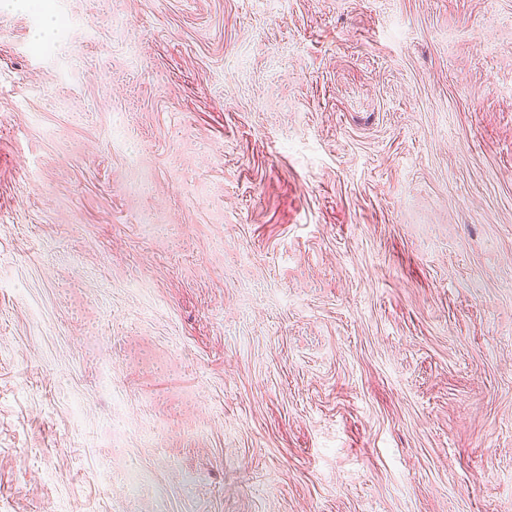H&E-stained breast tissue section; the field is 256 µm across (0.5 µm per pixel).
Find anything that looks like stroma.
I'll list each match as a JSON object with an SVG mask.
<instances>
[{
    "instance_id": "stroma-1",
    "label": "stroma",
    "mask_w": 512,
    "mask_h": 512,
    "mask_svg": "<svg viewBox=\"0 0 512 512\" xmlns=\"http://www.w3.org/2000/svg\"><path fill=\"white\" fill-rule=\"evenodd\" d=\"M0 512H512V0H0Z\"/></svg>"
}]
</instances>
